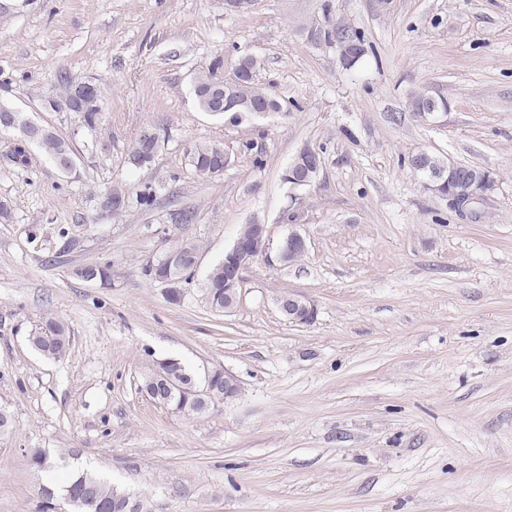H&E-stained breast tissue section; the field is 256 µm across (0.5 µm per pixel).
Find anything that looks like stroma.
I'll return each mask as SVG.
<instances>
[{"label":"stroma","mask_w":512,"mask_h":512,"mask_svg":"<svg viewBox=\"0 0 512 512\" xmlns=\"http://www.w3.org/2000/svg\"><path fill=\"white\" fill-rule=\"evenodd\" d=\"M377 52L353 66L312 40L327 22ZM261 61L282 115L234 124L198 111L191 81L222 59ZM98 81V130L46 110L59 77ZM0 79L10 103L72 145V174L40 149L28 168L0 133V512H36L30 448L68 454L153 512H512V0H0ZM417 91L448 110L425 124ZM164 129L149 166L128 162L140 129ZM230 164L195 174L190 147ZM317 181L283 180L302 149ZM426 151L493 173L465 208L407 166ZM155 190L112 215L101 196ZM195 219L177 229L168 194ZM269 249L242 273L229 312L200 284L243 225ZM299 233L306 251L279 247ZM200 246L179 302L147 272L182 237ZM109 264L107 281L82 268ZM305 297L312 323L280 313ZM70 331L66 356L28 338L43 318ZM220 368L236 397L185 416L140 390L156 362ZM426 92H419L410 97L408 102V109L414 114L420 115L421 112H428V108L435 107L438 112H447L448 101L444 97H434ZM438 112H430L419 117L421 121L428 122L438 116ZM281 314L294 323H306L313 319L314 308L301 295L288 293L277 299Z\"/></svg>","instance_id":"1"}]
</instances>
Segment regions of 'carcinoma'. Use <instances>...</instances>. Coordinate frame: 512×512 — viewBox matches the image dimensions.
<instances>
[{"label": "carcinoma", "instance_id": "cac0c4a2", "mask_svg": "<svg viewBox=\"0 0 512 512\" xmlns=\"http://www.w3.org/2000/svg\"><path fill=\"white\" fill-rule=\"evenodd\" d=\"M326 40H335L346 48L341 58L348 64L358 62L370 48L364 31L338 24L326 32ZM221 62L217 61L207 68L199 69L192 81V93L195 104L201 112L215 110L216 100L224 99L229 93L235 104L228 106L217 116L238 123L245 114L251 113L259 101H268L277 111H284L283 104L270 96L254 83V74L260 67V61L252 55L239 56L234 64V79L224 85V79L218 75ZM10 89L7 82L0 83V118L8 117V124L0 127L12 133V143L7 152L8 160L18 168L30 164L29 144L33 143L49 155L64 172L74 166L75 152L70 143L54 131L38 125L34 137L27 142L21 139L31 125L26 113L17 112L8 102ZM57 98L65 100L72 106V111L90 130H97L104 107V97L98 82L82 85L68 75L60 76ZM434 107L439 112L448 111V101L444 97H434L426 92H419L410 97L408 109L419 115ZM156 136L146 139L137 136L128 152L129 162L140 167L153 161L166 136L162 129L152 127ZM224 146L219 143H197L187 153L188 164L196 174L211 175V171L224 165ZM106 205L113 214L118 215L130 206V198L120 188L112 189L106 198ZM148 273L156 280L174 281L182 279L190 283L193 277L191 263L182 261L170 265L165 258H160L148 266ZM201 290L210 309L222 313L227 307L228 294L234 293L224 283V261L213 264L206 273ZM34 349L48 359L59 360L65 357L70 343V336L65 325L53 317H46L29 336ZM167 387L150 393V397L159 404L178 413L194 416L206 412L211 404L224 399V371L215 368L209 371L202 381H197L194 374L177 359H165L156 363L152 371L143 378L142 386L154 387L161 384ZM31 465L38 471L51 475L58 468L59 461L44 448L29 449ZM64 501L70 512H152L144 499H135L115 488L86 469L69 473L66 482L59 487L54 480H49L41 487V502L38 512H56L57 502Z\"/></svg>", "mask_w": 512, "mask_h": 512}]
</instances>
